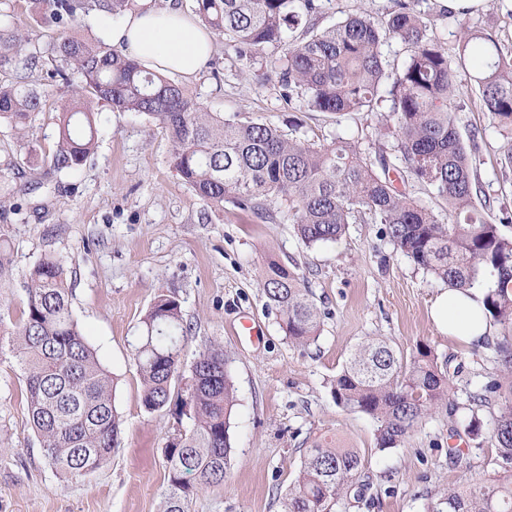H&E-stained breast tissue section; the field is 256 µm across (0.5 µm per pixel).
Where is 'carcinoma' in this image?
Segmentation results:
<instances>
[{
  "instance_id": "1",
  "label": "carcinoma",
  "mask_w": 512,
  "mask_h": 512,
  "mask_svg": "<svg viewBox=\"0 0 512 512\" xmlns=\"http://www.w3.org/2000/svg\"><path fill=\"white\" fill-rule=\"evenodd\" d=\"M31 3L45 21L64 25L90 16L117 18L134 0ZM192 9L241 58L283 47L278 84L309 112H373L386 81L392 80L393 148L414 179L445 200L451 223H442L394 185L386 149L379 148L372 160L353 142L315 146L290 139L271 124L224 118L178 83L145 70L101 41L92 44L75 35L42 47L0 22V71L16 72V82L0 84V124L23 138L32 136V116L42 109V94L26 82L25 71L47 53L55 62L53 92L62 101L57 142L49 155L53 172L71 173L94 152V104L104 103L114 112L141 114L165 129L173 168L210 209L230 199L261 214L265 198L276 196L288 206L296 234L309 248L338 240L350 224H382L385 236L418 268L453 289H484L486 316L501 327L494 343L500 367L498 377L468 394L472 418L466 434L471 440L482 436L478 411L498 405L490 438L500 473L478 485L448 490L430 500L426 512H512V240L478 210L477 170L452 117L454 92L466 76L474 83L478 109L512 127V57L503 54L492 34L470 29L455 59L448 60L436 35L437 20H424L408 0H393L380 19L350 14L321 30L316 27L317 0H193ZM299 28L305 36L290 39ZM389 39L409 49L394 75L381 51ZM74 74L84 86L73 84ZM22 280L26 310L10 329L4 328L0 313V350L8 339L25 375L28 418L44 457L61 476L77 479L105 465L120 445L113 382L72 315V289L62 263L44 259ZM262 289L292 343L305 347L315 341L321 314L302 274L271 261ZM183 334L180 303L158 296L143 320L135 353L149 411L170 402ZM228 364L216 344L192 363V424L165 450L163 512H188L193 496L188 474L200 486L224 482L235 402ZM333 393L337 405L375 421L381 451L401 446L432 412L458 408L450 380L431 351L419 346L407 359L377 339L359 345L336 377ZM362 465L354 448L314 442L283 498L282 512H332L348 495L364 496L368 484L357 478Z\"/></svg>"
}]
</instances>
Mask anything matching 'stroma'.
I'll return each instance as SVG.
<instances>
[{"mask_svg":"<svg viewBox=\"0 0 512 512\" xmlns=\"http://www.w3.org/2000/svg\"><path fill=\"white\" fill-rule=\"evenodd\" d=\"M320 26L346 15L383 16L392 0H321ZM484 29L512 52V0H484L461 24L437 34L456 54L465 28ZM282 54L270 47L254 60L240 58L223 37L213 39L207 64L186 88L208 110L278 127L287 137L315 144L347 140L373 154L396 119L387 106L374 112H308L288 100L274 69ZM475 87L462 80L454 124L465 147L476 150L477 175L491 208L486 220L512 239V169L498 149L512 140L473 105ZM61 104L44 98L32 124L35 145L0 126V187L14 193L0 205V244L17 273L45 258L61 260L72 289L74 318L114 381L121 445L110 461L77 479L47 463L27 413L26 381L10 352L0 353V512H160L168 469L164 450L189 426L177 405L185 399L191 365L210 341L229 356L236 390L232 454L222 484L198 488L189 512H281L311 442L335 439L364 460L363 499L341 500L333 512H426L449 488L494 475L497 450L489 436L468 443L465 460L448 458V430L465 431L472 416L464 402L495 374L491 338L466 347L435 328L430 304L445 286L414 264L381 225H349L340 240L306 247L280 199L265 216L233 201L204 211L202 201L171 164L167 132L145 116L101 107L96 148L69 174L50 172L46 158L56 138ZM297 269L322 313L309 346L292 344L261 288L268 257ZM177 299L184 325L182 362L171 382V402L159 411L143 404L135 361L142 321L160 295ZM379 338L410 356L426 345L448 361L460 404L454 413L427 417L397 448L379 450L376 424L338 406L336 376L362 342Z\"/></svg>","mask_w":512,"mask_h":512,"instance_id":"stroma-1","label":"stroma"}]
</instances>
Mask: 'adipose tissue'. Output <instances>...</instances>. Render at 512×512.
<instances>
[{
	"instance_id": "ef3b65f1",
	"label": "adipose tissue",
	"mask_w": 512,
	"mask_h": 512,
	"mask_svg": "<svg viewBox=\"0 0 512 512\" xmlns=\"http://www.w3.org/2000/svg\"><path fill=\"white\" fill-rule=\"evenodd\" d=\"M103 34L144 67L184 78L197 77L213 45L211 33L178 7L142 6L123 17H99ZM481 289L449 290L432 302L436 329L465 345L479 344L489 332Z\"/></svg>"
}]
</instances>
